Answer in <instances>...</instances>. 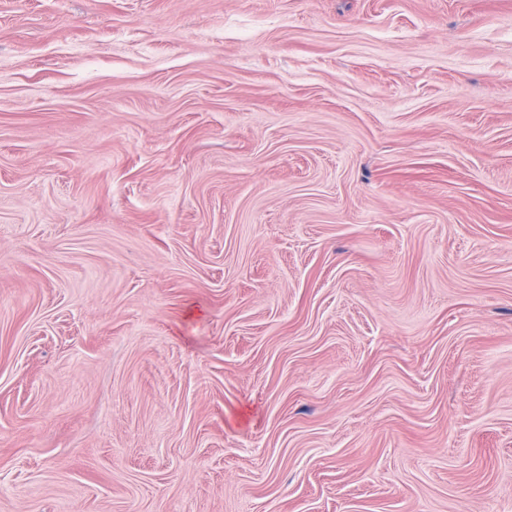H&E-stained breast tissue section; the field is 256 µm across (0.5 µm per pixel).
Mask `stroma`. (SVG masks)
Returning <instances> with one entry per match:
<instances>
[{"instance_id": "stroma-1", "label": "stroma", "mask_w": 512, "mask_h": 512, "mask_svg": "<svg viewBox=\"0 0 512 512\" xmlns=\"http://www.w3.org/2000/svg\"><path fill=\"white\" fill-rule=\"evenodd\" d=\"M0 512H512V0H0Z\"/></svg>"}]
</instances>
